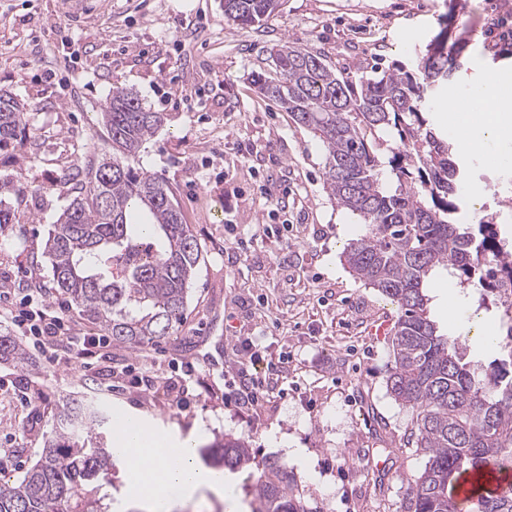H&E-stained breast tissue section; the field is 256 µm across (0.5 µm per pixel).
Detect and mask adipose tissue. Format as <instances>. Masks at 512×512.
Segmentation results:
<instances>
[{"instance_id": "1", "label": "adipose tissue", "mask_w": 512, "mask_h": 512, "mask_svg": "<svg viewBox=\"0 0 512 512\" xmlns=\"http://www.w3.org/2000/svg\"><path fill=\"white\" fill-rule=\"evenodd\" d=\"M466 104L484 112L485 120L480 131L455 130L460 153L487 149L512 131L511 98H497L480 88L470 93ZM202 433L198 427L186 437H173L135 414L115 426L113 445L121 460L150 485L149 490L131 498L132 506L139 512H180L205 491L215 494L225 506L233 505L235 494L223 473L197 463V440Z\"/></svg>"}]
</instances>
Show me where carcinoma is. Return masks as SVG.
I'll return each mask as SVG.
<instances>
[{
  "mask_svg": "<svg viewBox=\"0 0 512 512\" xmlns=\"http://www.w3.org/2000/svg\"><path fill=\"white\" fill-rule=\"evenodd\" d=\"M283 0H224V17L249 27L280 10ZM460 38L445 27L411 67L376 69L355 85L322 55L293 42L272 47L276 77L253 74L257 92L308 129L325 150L324 188L366 232L342 253L352 274L397 304L389 340L387 389L411 410L408 444L427 457L408 483L404 512H512V481L471 501L453 487L464 472L495 465L512 470V363L473 364L459 338L438 333L424 283L446 272L462 288L496 293L494 267L509 263L493 224L456 223L463 190L452 146L430 127L427 91L448 86L467 61ZM24 105L0 94V152L23 131ZM166 114L151 112L133 93L112 91L103 112L111 151L72 174L79 187L48 232L43 254L53 288L112 341L132 350L171 335L183 322L189 285L202 247L185 224L172 191L135 165L142 144ZM388 129L389 164L396 185L382 179L381 143L369 135ZM23 174L0 182V228L15 210L4 196L41 193ZM22 341L0 334V364L18 366ZM112 423L99 403L70 396L42 438L36 461L18 480H0V512H104L95 497L111 474ZM204 462L257 477L251 512H318L274 459L259 460L242 438L224 435L200 449Z\"/></svg>",
  "mask_w": 512,
  "mask_h": 512,
  "instance_id": "carcinoma-1",
  "label": "carcinoma"
}]
</instances>
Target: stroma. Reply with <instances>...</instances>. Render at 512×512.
Listing matches in <instances>:
<instances>
[{
    "label": "stroma",
    "instance_id": "1",
    "mask_svg": "<svg viewBox=\"0 0 512 512\" xmlns=\"http://www.w3.org/2000/svg\"><path fill=\"white\" fill-rule=\"evenodd\" d=\"M463 2L285 0L242 29L225 18L224 0H96L87 21L74 0H0V91L24 103L26 136L40 146L0 156V180L20 171L57 182L12 199L16 222L0 229V294L17 302L41 284L75 332L93 334L35 269L70 198L60 169L86 168L106 149L102 114L118 88L166 113L139 164L168 184L204 255L172 336L135 351L104 338L85 368L65 363L62 342L29 349L26 368L0 365L1 478L23 475L63 397L76 393L175 435L204 427V446L244 438L257 458L285 465L319 512H400L425 459L407 445L411 411L386 387L388 339L377 329L399 311L341 259L364 227L326 193L321 143L261 98L250 75L274 74L269 50L290 40L356 82L424 53L449 26L473 55L428 115L450 132L449 103L487 75L512 93V55L495 62L483 52L512 41V10L502 0ZM459 161L473 199L465 221L475 224L499 211L512 164L483 151ZM426 288L431 317L442 333L467 337L470 359L505 357L471 338L502 309L443 275ZM452 297L463 311L454 319ZM242 375L267 380L271 396L239 404L231 382Z\"/></svg>",
    "mask_w": 512,
    "mask_h": 512
}]
</instances>
